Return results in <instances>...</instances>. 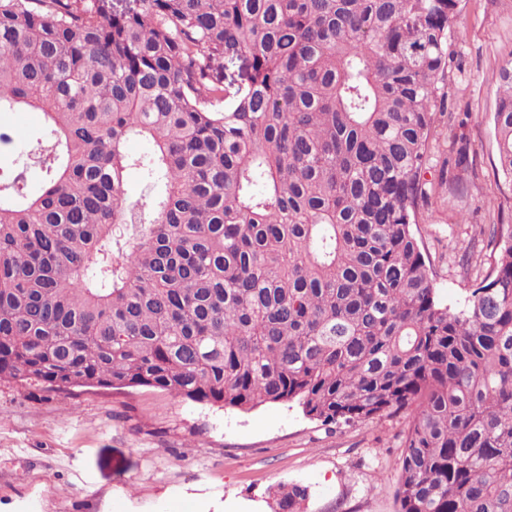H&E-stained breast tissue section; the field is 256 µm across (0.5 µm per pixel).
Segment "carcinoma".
Here are the masks:
<instances>
[{
    "label": "carcinoma",
    "instance_id": "cac0c4a2",
    "mask_svg": "<svg viewBox=\"0 0 512 512\" xmlns=\"http://www.w3.org/2000/svg\"><path fill=\"white\" fill-rule=\"evenodd\" d=\"M458 2L0 0V112L44 119L40 192L0 180V381L404 416L397 512H512V224L455 305L414 231Z\"/></svg>",
    "mask_w": 512,
    "mask_h": 512
}]
</instances>
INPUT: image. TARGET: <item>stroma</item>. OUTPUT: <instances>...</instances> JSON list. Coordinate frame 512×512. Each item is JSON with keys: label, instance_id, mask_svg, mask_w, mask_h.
Instances as JSON below:
<instances>
[{"label": "stroma", "instance_id": "obj_1", "mask_svg": "<svg viewBox=\"0 0 512 512\" xmlns=\"http://www.w3.org/2000/svg\"><path fill=\"white\" fill-rule=\"evenodd\" d=\"M458 11L417 233L451 305L488 272L489 248L473 243L480 226L512 222L492 123L498 69L512 59V0H460ZM461 137L476 152L468 172L447 168ZM406 425L325 426L288 402L240 411L145 387L0 382V512H274L277 486L291 484L308 489L303 512H396Z\"/></svg>", "mask_w": 512, "mask_h": 512}]
</instances>
